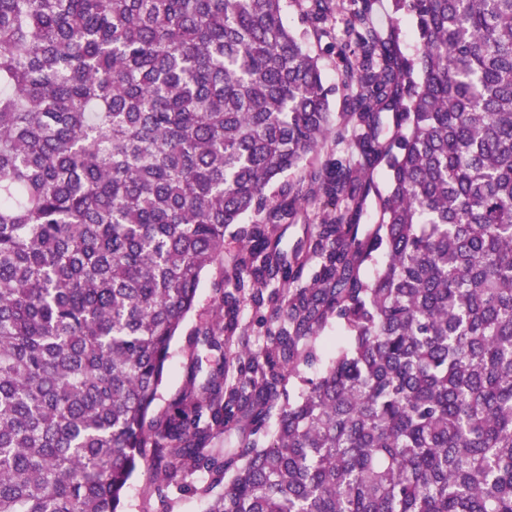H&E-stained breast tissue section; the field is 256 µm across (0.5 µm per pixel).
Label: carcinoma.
I'll list each match as a JSON object with an SVG mask.
<instances>
[{
    "label": "carcinoma",
    "instance_id": "1",
    "mask_svg": "<svg viewBox=\"0 0 512 512\" xmlns=\"http://www.w3.org/2000/svg\"><path fill=\"white\" fill-rule=\"evenodd\" d=\"M285 4L0 0V512H123L142 468L146 512H512V0H393L411 54L376 0H307L342 20L337 129ZM344 149L345 143L338 141L334 135L329 137L320 145L317 152L314 154V160H312V163L310 164L307 162L299 170L291 171L287 176L288 181L294 182L300 177L306 176L311 167H320L330 159H334L336 156L342 155ZM237 226L230 227L224 235V261L238 249L234 237ZM224 261L207 269L201 277L197 292L195 309L185 319L178 336L171 343L167 371L160 388V398L156 401L152 414L163 411L168 402L173 399L183 387L187 367L189 366L188 340L195 326L212 318L215 298V288L224 275Z\"/></svg>",
    "mask_w": 512,
    "mask_h": 512
}]
</instances>
